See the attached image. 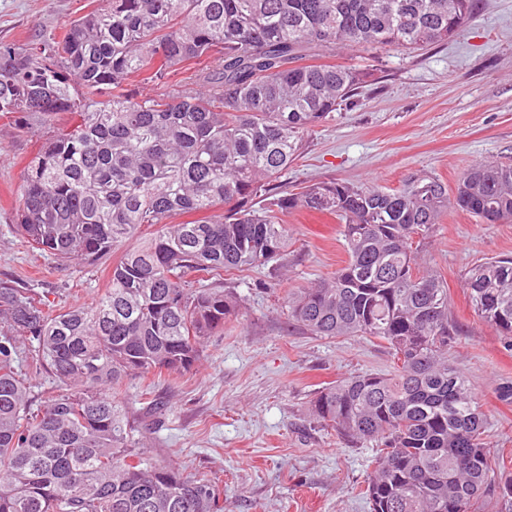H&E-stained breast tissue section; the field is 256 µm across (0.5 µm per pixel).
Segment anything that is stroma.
I'll use <instances>...</instances> for the list:
<instances>
[{
  "instance_id": "stroma-1",
  "label": "stroma",
  "mask_w": 512,
  "mask_h": 512,
  "mask_svg": "<svg viewBox=\"0 0 512 512\" xmlns=\"http://www.w3.org/2000/svg\"><path fill=\"white\" fill-rule=\"evenodd\" d=\"M101 0H0V44L61 34ZM317 63L377 66L331 120L311 128L302 154L282 177L290 190L321 182L390 189L413 175L448 186L480 161L512 164V0H477L465 33L426 50L336 49ZM0 118V280L45 299L51 309L92 302L108 283L109 258L79 275L30 246L14 213L24 167L47 130L32 122L13 133ZM288 247L268 264L225 276L240 304L223 333L210 337L196 366L167 380H128L124 396L152 391L157 405L138 411L146 451L186 475L224 490V512H369L359 491L372 470L371 448L351 446L312 415L317 392L363 373H389L388 344L372 338H324L289 323L285 295L344 265L342 221L301 209L281 213ZM512 256V223L485 224L458 209L444 212L423 244L422 269L448 287L455 330L448 361L468 377L485 412L489 440L512 474V404L496 389L512 382V349L474 312L467 272L486 259Z\"/></svg>"
}]
</instances>
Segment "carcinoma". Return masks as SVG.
Here are the masks:
<instances>
[{"mask_svg": "<svg viewBox=\"0 0 512 512\" xmlns=\"http://www.w3.org/2000/svg\"><path fill=\"white\" fill-rule=\"evenodd\" d=\"M476 0H102L62 38L0 46V114H68L26 166L16 222L28 243L80 274L136 240L88 305L54 312L0 281V512H224L221 490L142 451L125 381L190 370L204 340L238 314L204 282L275 259L277 213L346 219V265L287 293L288 318L326 338L369 336L393 351L388 374L322 389L312 412L349 444L376 447L361 490L370 512H476L512 505L487 418L448 365V288L419 267L452 206L512 220V166L484 162L453 190L411 176L401 188L278 180L308 130L373 76L306 65L338 44L415 52L460 35ZM190 63L201 87L138 96L132 76L162 81ZM105 96L101 102L98 97ZM206 213L174 224L180 214ZM475 312L512 346V257L469 271ZM34 343L58 389L33 408L18 344Z\"/></svg>", "mask_w": 512, "mask_h": 512, "instance_id": "cac0c4a2", "label": "carcinoma"}]
</instances>
